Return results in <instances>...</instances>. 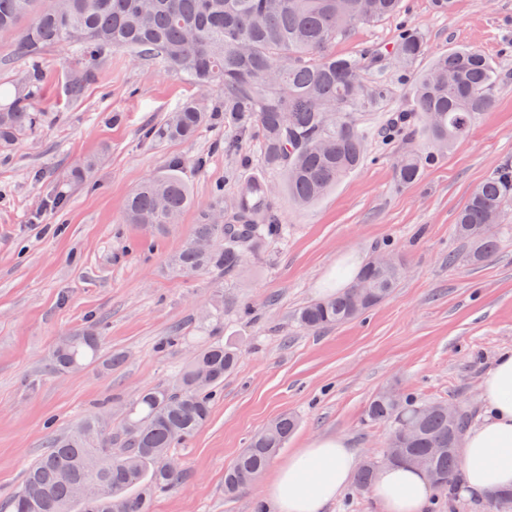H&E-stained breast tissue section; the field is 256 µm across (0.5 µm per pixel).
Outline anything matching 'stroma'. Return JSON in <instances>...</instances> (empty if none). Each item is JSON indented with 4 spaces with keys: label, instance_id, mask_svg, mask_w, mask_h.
I'll list each match as a JSON object with an SVG mask.
<instances>
[{
    "label": "stroma",
    "instance_id": "stroma-1",
    "mask_svg": "<svg viewBox=\"0 0 512 512\" xmlns=\"http://www.w3.org/2000/svg\"><path fill=\"white\" fill-rule=\"evenodd\" d=\"M406 18L423 30L430 54L479 47L505 79L470 137L414 185L397 186L392 163L408 145L383 139L388 114L410 104L408 77L386 74L388 93L365 111L371 133L365 163L314 204L301 208L283 179L257 165L252 136H237L214 116L189 140L156 135L195 95L178 72L133 62L126 51L103 55L81 97L68 83L80 60L59 48L44 53L41 123L0 150V500L21 484L51 434L110 402L111 428L145 389L172 383L191 345L204 335L232 345L209 422L178 445L191 480L155 498L152 512H254L264 482L228 498L224 471L249 438L285 413L296 431L277 456L286 462L309 440L344 437L360 458L383 455L387 424L365 409L379 391L423 402H469L481 419L479 385L497 355L512 349V213L489 261H466L454 233L458 212L506 156L512 157V0H457L453 16L430 0H405ZM237 139L228 155L224 142ZM91 157L98 166L81 184L72 172ZM206 158L196 168L197 158ZM175 159L194 203L172 233L143 248V230L124 221L127 196ZM266 176L278 185L276 207L288 226L244 272L228 280L211 271L175 274L169 260L197 223L215 189ZM405 265L393 294L366 315L316 333L299 330L296 310L322 297L354 262L384 249ZM459 255L449 265V254ZM224 297V318L208 330L205 313ZM97 326L105 353L123 354L115 370L91 365L54 369L50 353L75 329ZM183 343L159 350L172 327Z\"/></svg>",
    "mask_w": 512,
    "mask_h": 512
}]
</instances>
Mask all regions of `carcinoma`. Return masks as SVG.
<instances>
[{"instance_id":"obj_1","label":"carcinoma","mask_w":512,"mask_h":512,"mask_svg":"<svg viewBox=\"0 0 512 512\" xmlns=\"http://www.w3.org/2000/svg\"><path fill=\"white\" fill-rule=\"evenodd\" d=\"M403 0H0V32L16 31V53L27 62L13 80L12 97L0 103V148L35 129L40 122L38 92L43 55L51 47L97 57L126 50L137 61H150L185 76L199 95L173 113L161 134L189 139L208 118L209 92L218 87L224 99L216 108L224 124L254 133L258 163L285 177L288 196L299 206L317 201L365 160L369 133L362 112L385 94L383 81L368 86L362 74L393 66L411 76L410 109L386 120L388 134L415 135L421 127L427 148H410L393 163L397 184L410 185L435 165L449 148L465 139L477 117L493 104L500 84L485 53L471 46L452 48L431 59L426 36L398 20ZM398 20L391 44L338 54L336 42L358 25ZM89 68L70 79L73 96L93 81ZM180 161L165 174L150 175L126 202L128 223L152 234L180 223L192 204L189 187L177 173ZM209 206L181 249L171 259L177 273L209 270L232 276L249 254L283 236L286 226L265 179L243 180L226 199L215 191ZM512 207V160L498 162L474 192L455 224L456 235L470 247L473 262L489 260L497 238L484 232ZM404 275L395 260L377 265L368 259L352 285L301 307L295 323L304 332L345 324L384 301ZM100 336L87 326L56 344L51 361L69 371L98 359ZM237 353L209 341L194 350L172 383L140 392L128 405L116 431L103 419L88 418L53 435L47 450L26 470L21 487L8 500L7 512H151L154 499L188 482L186 468L168 469L172 449L204 427L211 416L224 375L232 372ZM384 390L374 395L366 418L383 422L391 432L406 431L405 456L429 462L433 486L454 494L459 477V448L472 413L460 405L448 417L442 402L424 404ZM297 426L288 413L249 440L224 473V494L233 496L264 472ZM442 452L437 453L435 449ZM378 468L364 463L356 486L372 484Z\"/></svg>"}]
</instances>
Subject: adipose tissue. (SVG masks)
<instances>
[{"label": "adipose tissue", "instance_id": "obj_1", "mask_svg": "<svg viewBox=\"0 0 512 512\" xmlns=\"http://www.w3.org/2000/svg\"><path fill=\"white\" fill-rule=\"evenodd\" d=\"M481 421L469 429L459 453L462 485L482 497L512 487V350L501 353L480 384ZM359 459L344 438L311 440L287 463L275 465L265 496L277 512H323L350 484ZM433 486L422 470L385 466L371 494L382 512H424Z\"/></svg>", "mask_w": 512, "mask_h": 512}]
</instances>
